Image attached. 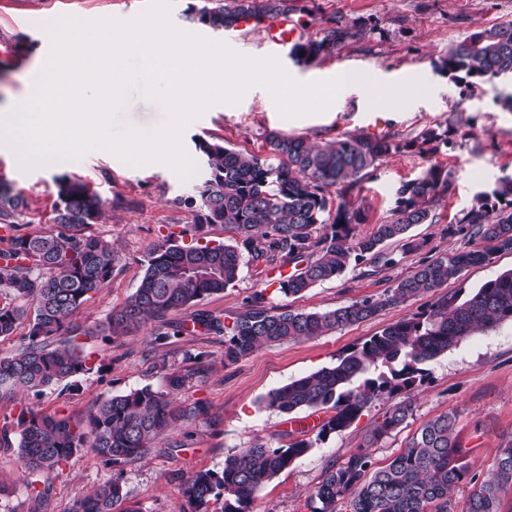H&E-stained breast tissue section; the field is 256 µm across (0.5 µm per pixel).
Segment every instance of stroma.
I'll return each mask as SVG.
<instances>
[{"instance_id": "1", "label": "stroma", "mask_w": 512, "mask_h": 512, "mask_svg": "<svg viewBox=\"0 0 512 512\" xmlns=\"http://www.w3.org/2000/svg\"><path fill=\"white\" fill-rule=\"evenodd\" d=\"M169 2L175 28L223 43L246 58H275L294 80L323 81L339 71L360 77L319 113L283 116L273 96L261 86L246 89L238 102L213 104L181 133V145L193 159H200L197 144L203 139L219 138L225 146L266 156L270 153L266 135L271 131L304 136L315 143L348 132L409 139L445 124L452 110H461L464 119L461 130L451 132L450 145L432 155L408 152L387 157L353 193L354 200L367 209L370 223L379 224L390 219L403 184L432 165L447 172L450 189L434 207V223L418 224L411 230L421 243L419 249L408 251L401 243H385L382 251L392 257V264L366 256L343 275L298 298L285 297L273 286L280 276L294 272V264L269 266L247 261L233 286L169 313V320L187 321L205 312L230 318L257 293L272 305L323 312L367 296H380L421 263L477 246V239L452 236L447 229L470 209L476 194L490 190L501 178L512 177V81L483 85L466 97L436 64L460 37L512 20V0H300L312 17L304 37H316L332 17L345 21L359 18L370 28L365 40L309 65L296 63L288 49H274L266 38L265 25L215 31L186 20L187 0ZM148 3L0 0V113L26 93L37 61L48 54V25L64 16L129 21ZM368 78L391 87L397 104L384 108L368 105L363 86ZM168 119L163 101L129 86L122 92L121 109L111 129L154 133ZM63 176L87 183L105 200L104 217L92 232L111 243L120 262L78 317L85 330L82 341L89 356L88 371L38 393L0 390V427L9 426L11 442L10 447L0 446V512H73L80 499L116 473L121 474L129 499L142 512H179L181 487L191 473L222 470L225 456L248 447L258 437L274 447L288 445L290 433L325 416L321 410L287 415L266 408L264 401L270 392L335 364L339 355L419 307L411 301L387 308L369 320L323 336L259 348L233 364L224 360L223 337L201 329L159 341L155 338L158 324L152 321L123 336H100L99 325L138 287L154 244L169 237L188 243L201 234L225 242L230 234L220 224L197 230L192 213L181 203L182 198L194 194L196 183L181 180L171 168L134 167L117 156L90 152L77 163L61 161L26 171L8 146L0 144V181L22 190L29 200L23 232L53 231L50 217L55 181ZM428 369L427 379L408 392L416 409L414 417L372 448L374 466L386 465L424 424L452 411L461 446L477 480H484L499 448L512 442V323L475 331L448 354L429 362ZM173 372L186 378L172 396L174 405L183 410L201 403L207 416L181 418L159 444L119 467L76 453L52 480L43 502L31 499L14 448L19 435L10 427L21 406L80 421L114 395L145 386L165 389L166 377ZM389 405L386 399L373 401L349 428L315 444L266 486L255 512H311V496L325 469L362 445Z\"/></svg>"}]
</instances>
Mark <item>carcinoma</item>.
<instances>
[{
	"instance_id": "obj_1",
	"label": "carcinoma",
	"mask_w": 512,
	"mask_h": 512,
	"mask_svg": "<svg viewBox=\"0 0 512 512\" xmlns=\"http://www.w3.org/2000/svg\"><path fill=\"white\" fill-rule=\"evenodd\" d=\"M303 12L297 0H205L200 8L189 7L187 18L223 31L245 19L263 24ZM368 31L365 22L334 20L320 36L294 42L290 54L298 63H311L346 42L364 40ZM437 66L471 91L512 78V20L455 41ZM449 132L429 128L408 143L389 135L345 133L320 144L271 132L269 156L227 148L221 141H199L203 180L196 194L180 204L194 212L200 227L224 225L234 234L233 241L180 244L169 237L151 247L139 286L101 324V335L119 336L150 320L162 321L170 312L224 292L237 281L246 255L267 264L279 259L302 264L278 282V292L285 297L300 296L340 276L368 255L393 263L380 251L381 245L396 241L415 249L410 231L416 224L435 222L433 209L448 192V178L430 166L422 177L402 185L391 218L367 230V211L353 201L352 191L386 157L413 147L433 154L450 143ZM28 208L22 192L0 182V228L11 232L0 250V292L17 301L0 308V336L11 335L34 307L28 344L17 353L0 355V387L39 392L88 370V358L76 341L84 334L77 317L90 294L112 277L119 256L109 242L88 232L101 220L105 201L87 184L66 177L56 181L57 230L52 233L21 232V217ZM464 231L485 246L426 262L377 298L324 312H295L269 306L257 293L228 324L219 315L197 314L193 325L224 336V360L235 363L262 346L322 336L366 321L384 308L433 298L418 312L344 352L334 365L268 394L266 407L280 413L326 409L331 416L314 439L301 431L288 446L273 448L257 438L226 456L222 470L194 472L182 488L180 512H209L210 502L220 500L221 512H254L255 501L273 478L314 444L348 428L373 400L392 398L423 382L429 375L426 365L474 331L512 322V270L469 292L437 295L469 269L491 263L495 254L512 253V177L478 194L460 225L448 227L450 235ZM184 382V375L173 372L167 376V390L144 387L115 395L85 421L21 409L13 426L19 429L17 453L31 497L42 501L45 491L39 485H48L77 452L119 466L159 443L176 420L171 393ZM414 413L410 398L396 402L360 448L330 465L312 495V512H336V504L344 499L349 512H451V494L462 484L473 485L463 512H501L502 496L512 491V444L499 449L491 476L475 483L451 411L427 422L387 465L372 469L369 449ZM75 512L141 510L130 502L117 474L77 503Z\"/></svg>"
}]
</instances>
